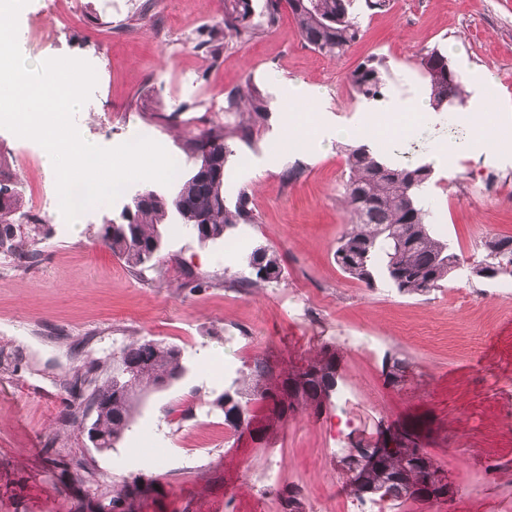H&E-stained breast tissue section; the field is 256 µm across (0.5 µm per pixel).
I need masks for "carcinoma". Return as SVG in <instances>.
<instances>
[{
    "mask_svg": "<svg viewBox=\"0 0 512 512\" xmlns=\"http://www.w3.org/2000/svg\"><path fill=\"white\" fill-rule=\"evenodd\" d=\"M224 10V35L250 39L271 31L281 9L288 6L303 41L330 57H341L362 35L360 22L350 12L352 0H263L258 23L251 22L253 0H229ZM420 67L426 81L429 106L444 112L466 96L461 75L438 48L424 53ZM388 67L381 58L371 57L348 75L356 95L371 101L383 96ZM224 111L234 121L210 128L187 140L185 148L196 155L207 146L209 152L198 166L168 192L145 190L148 201L131 213L121 211L120 222L99 229V237L113 254L132 269L142 270L158 258L161 244L159 226L181 224L197 238L211 242L229 236L239 224H254L252 200L245 191L231 199L225 188V166L234 155V142H251L270 112V97L257 85L230 92ZM346 179L343 198L349 220L334 253L336 265L349 277L372 288L387 284L407 296L439 291L456 278L491 279L512 276V237L487 235L479 259L471 261L456 253L434 230L433 211L426 191L433 168L420 162H403L373 151L361 141L344 147ZM21 192L0 182V249L30 259L40 244L38 225L22 228L16 216L24 215ZM250 275L227 280L231 288L246 290L275 286L284 278V268L271 248L258 247L247 256ZM95 362L73 372L66 382L70 408L76 416L90 417L89 427L100 438V447L112 449L131 430L143 400L150 391L166 389L184 378L188 371L183 351L172 343L145 336L123 344L112 353V367L104 383H97ZM336 358L322 349L301 372H276L265 357H256L241 371L233 384L207 401L209 411L223 416L224 426L233 432L250 431L257 438L299 409L313 415L336 393ZM261 402L264 423L256 425L251 403ZM423 451L420 424L414 423L397 435L395 447L381 448L376 462L367 457L361 443L352 445L344 457L345 486L362 493L357 475H366L374 485L373 494L401 503L407 496L391 495L382 487L389 476L402 474L417 486L423 473L409 465L413 451ZM159 489L151 479L138 475L113 482L112 512H134L137 502ZM279 512H303L299 487L288 486L278 494Z\"/></svg>",
    "mask_w": 512,
    "mask_h": 512,
    "instance_id": "obj_1",
    "label": "carcinoma"
}]
</instances>
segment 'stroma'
Masks as SVG:
<instances>
[{
  "instance_id": "1",
  "label": "stroma",
  "mask_w": 512,
  "mask_h": 512,
  "mask_svg": "<svg viewBox=\"0 0 512 512\" xmlns=\"http://www.w3.org/2000/svg\"><path fill=\"white\" fill-rule=\"evenodd\" d=\"M103 2L29 0L18 18L24 57L87 60L97 85L75 117L83 138L112 148L151 125L184 175L195 165L186 138L224 123L229 91L257 84L273 108L252 143L236 142L226 165L229 193L247 191L257 221L234 229L231 251L199 242L181 225L163 226L160 263L131 271L98 236L121 204L67 223L42 147L0 128V179L22 191L29 221L43 230L35 260L0 253V357L9 364L0 369V512H90L113 478L138 474L161 493L136 512H211L216 503L223 512H278L279 489L288 485L301 488L305 512H349L357 497L343 487L342 449L375 441L379 425L417 421L425 452L454 494L442 503H392L389 512H512V469L499 466L500 457H512V276L456 279L423 296L349 278L334 260L346 220L343 144L298 148L284 138L295 113L288 84L316 94L327 128H364L425 98L419 61L434 47L447 53L468 93L498 87L491 118L512 133V0H389L378 12L353 0L362 36L338 59L305 45L287 11L272 32L231 41L222 36L224 0H111L108 11ZM203 29L220 33L219 52L199 48ZM374 55L389 74L383 97L366 101L347 76ZM464 110L457 103L436 113L397 154L432 164L435 229L469 257L486 234L512 236V147L473 149L438 164L439 142L470 136ZM295 163L302 175L282 181ZM42 198L49 206L34 210ZM265 246L284 265L280 284L250 293L225 287V278L248 275L247 255ZM190 271L212 276V287L189 291ZM139 336L181 347L189 371L147 397L114 448H94L64 419V382ZM357 336L379 345L357 349ZM325 347L336 354L337 394L321 415L296 412L259 444L209 412L208 400L253 357L298 371ZM391 356L401 361L394 383L384 368ZM344 391L354 396L346 405ZM189 404L193 419L166 417L167 408ZM75 455L98 483L52 463ZM273 461L283 469L276 487L263 481Z\"/></svg>"
}]
</instances>
